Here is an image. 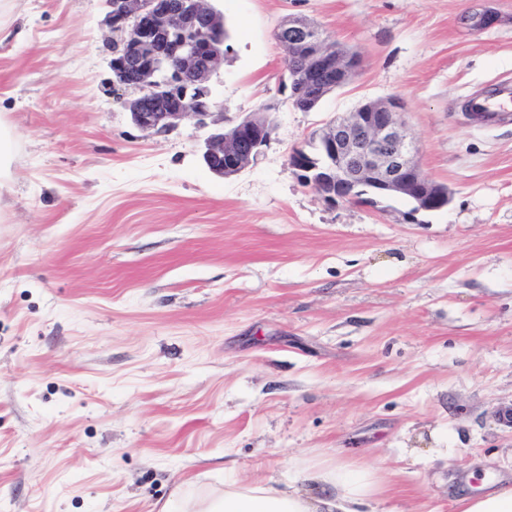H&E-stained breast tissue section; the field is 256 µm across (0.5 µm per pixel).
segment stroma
<instances>
[{"mask_svg":"<svg viewBox=\"0 0 512 512\" xmlns=\"http://www.w3.org/2000/svg\"><path fill=\"white\" fill-rule=\"evenodd\" d=\"M232 127L270 108L242 172L196 118L145 132L113 86L104 0H0V512H160L335 463L377 469L368 512H455L464 472L512 478V0H208ZM497 15L474 31L464 16ZM291 16L356 52L310 112L286 104ZM401 97L441 210L325 202L289 163L333 116ZM469 108L476 112H467L466 115L476 119H487L485 116L496 119L505 112H512V89L511 84H503L502 87L494 93L475 96L468 101ZM478 112H484V115ZM267 111L250 112L228 131L222 127L206 138L203 159L210 171L231 177L254 161L273 130ZM13 137L12 129L0 121V194L10 187L9 159Z\"/></svg>","mask_w":512,"mask_h":512,"instance_id":"1","label":"stroma"}]
</instances>
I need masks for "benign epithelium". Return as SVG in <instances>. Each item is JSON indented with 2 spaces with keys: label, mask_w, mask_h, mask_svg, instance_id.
<instances>
[{
  "label": "benign epithelium",
  "mask_w": 512,
  "mask_h": 512,
  "mask_svg": "<svg viewBox=\"0 0 512 512\" xmlns=\"http://www.w3.org/2000/svg\"><path fill=\"white\" fill-rule=\"evenodd\" d=\"M112 29L129 36L111 61L114 85L140 89L124 107L143 131L171 129L189 117L200 124L211 115L206 83L224 59V14L206 0H105ZM489 9L464 17L471 30L494 23ZM279 45L288 66L301 59L306 76L295 83L288 102L297 109L327 88L337 89L360 69V57L327 46L304 18L279 25ZM269 112H252L229 130L205 140L203 159L214 174L231 177L244 170L270 139ZM310 150L289 158L299 179L324 201L372 203L397 196L412 204L409 215L440 210L449 203L448 187L434 182L420 167L418 148L404 120V102L395 96L367 100L312 134Z\"/></svg>",
  "instance_id": "benign-epithelium-1"
}]
</instances>
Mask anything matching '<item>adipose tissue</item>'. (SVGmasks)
<instances>
[{
  "instance_id": "adipose-tissue-1",
  "label": "adipose tissue",
  "mask_w": 512,
  "mask_h": 512,
  "mask_svg": "<svg viewBox=\"0 0 512 512\" xmlns=\"http://www.w3.org/2000/svg\"><path fill=\"white\" fill-rule=\"evenodd\" d=\"M307 488L288 482L278 489L229 478L223 494L175 496L161 512H363L378 486L373 470L343 466L308 473ZM458 512H512V482L481 478L477 492L457 501Z\"/></svg>"
}]
</instances>
